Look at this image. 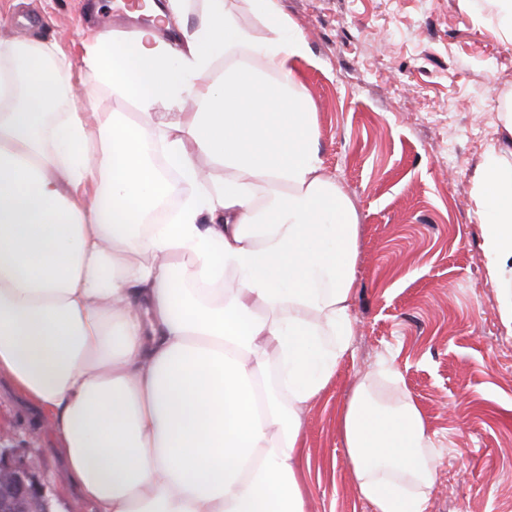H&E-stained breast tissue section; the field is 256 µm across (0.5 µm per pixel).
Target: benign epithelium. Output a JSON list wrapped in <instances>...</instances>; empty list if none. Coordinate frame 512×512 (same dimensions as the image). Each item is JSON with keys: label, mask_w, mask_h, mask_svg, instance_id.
<instances>
[{"label": "benign epithelium", "mask_w": 512, "mask_h": 512, "mask_svg": "<svg viewBox=\"0 0 512 512\" xmlns=\"http://www.w3.org/2000/svg\"><path fill=\"white\" fill-rule=\"evenodd\" d=\"M40 467L41 461L35 455L17 461L8 449L0 448V512H22L33 500L42 502L44 512H50Z\"/></svg>", "instance_id": "obj_1"}]
</instances>
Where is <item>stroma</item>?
I'll list each match as a JSON object with an SVG mask.
<instances>
[{
  "instance_id": "stroma-1",
  "label": "stroma",
  "mask_w": 512,
  "mask_h": 512,
  "mask_svg": "<svg viewBox=\"0 0 512 512\" xmlns=\"http://www.w3.org/2000/svg\"><path fill=\"white\" fill-rule=\"evenodd\" d=\"M120 0H0V39L57 43L96 112L135 102L80 67L81 42ZM304 35L295 74L317 114L327 173L359 224L356 336L305 414L311 512H371L357 495L339 415L355 383L392 358L439 450L428 512H512V331L488 278L475 182L501 137L512 38L488 0H281ZM0 445L41 460L52 512L77 486L40 408L0 378Z\"/></svg>"
}]
</instances>
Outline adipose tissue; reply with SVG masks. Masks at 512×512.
Listing matches in <instances>:
<instances>
[{"label":"adipose tissue","instance_id":"adipose-tissue-1","mask_svg":"<svg viewBox=\"0 0 512 512\" xmlns=\"http://www.w3.org/2000/svg\"><path fill=\"white\" fill-rule=\"evenodd\" d=\"M206 2L192 24L169 0L178 45L150 30L85 44L83 68L135 97L134 118L51 115L56 44L0 41V376L53 423L96 512H309L303 417L356 332L358 224L294 74L305 38L280 0H247L260 41ZM499 120L476 200L504 291L512 111ZM180 182L194 193L174 219L143 223ZM379 375L390 395L365 376L340 417L357 493L425 512L434 439L393 360Z\"/></svg>","mask_w":512,"mask_h":512}]
</instances>
